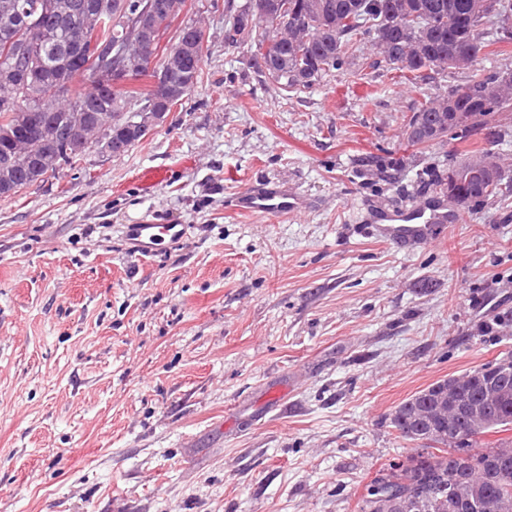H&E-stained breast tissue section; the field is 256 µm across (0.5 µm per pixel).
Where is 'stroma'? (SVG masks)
Segmentation results:
<instances>
[{"mask_svg":"<svg viewBox=\"0 0 512 512\" xmlns=\"http://www.w3.org/2000/svg\"><path fill=\"white\" fill-rule=\"evenodd\" d=\"M205 13L203 76L128 152L0 200V512H360L420 450L390 423L440 379L512 355V192L401 249L370 210L421 204L478 133L420 149L407 123L504 54L425 80L362 45L288 92ZM164 168L144 190L137 174ZM305 210L228 212L250 184ZM188 225L133 254L125 227Z\"/></svg>","mask_w":512,"mask_h":512,"instance_id":"obj_1","label":"stroma"}]
</instances>
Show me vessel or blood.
<instances>
[{
	"mask_svg": "<svg viewBox=\"0 0 512 512\" xmlns=\"http://www.w3.org/2000/svg\"><path fill=\"white\" fill-rule=\"evenodd\" d=\"M226 207L242 214L288 215L298 210L299 200L283 188L253 185L228 197ZM460 219L459 208L432 200L420 206L376 213L373 232L385 242L402 248L427 241L434 226L455 224ZM125 234L133 242L135 252L149 255L163 242L183 240L187 227L183 224H131Z\"/></svg>",
	"mask_w": 512,
	"mask_h": 512,
	"instance_id": "1",
	"label": "vessel or blood"
}]
</instances>
